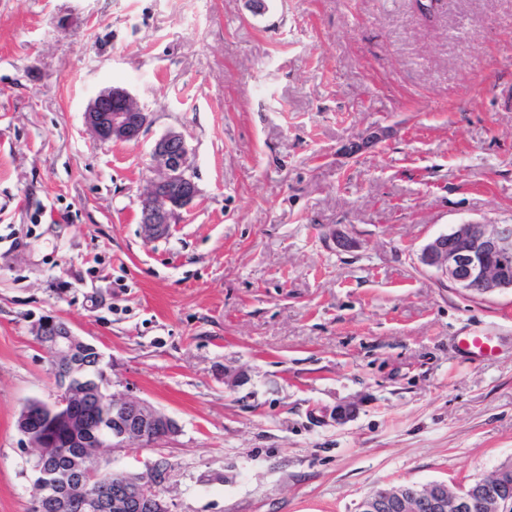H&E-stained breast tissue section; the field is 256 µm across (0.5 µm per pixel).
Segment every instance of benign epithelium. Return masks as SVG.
<instances>
[{"label":"benign epithelium","mask_w":512,"mask_h":512,"mask_svg":"<svg viewBox=\"0 0 512 512\" xmlns=\"http://www.w3.org/2000/svg\"><path fill=\"white\" fill-rule=\"evenodd\" d=\"M84 123L98 141L130 142L139 139L149 123V113L127 89L114 86L90 100ZM152 157L155 175L142 197L139 220L145 237L157 239L169 233L181 211L193 206L198 190L182 134L163 135L156 141ZM418 261L474 297L512 290V224H457L427 243ZM32 332L49 353L56 381L52 403L31 401L17 419L30 469L36 475L35 510L40 512L42 500L50 499L57 512H71L75 508L71 489L79 485L89 488L82 498L83 512H126L130 504L138 512H169L159 491L165 477L164 462L140 473L114 472L105 480L95 452L99 448L121 450L128 444L152 448L177 436L176 421L144 400L108 393L99 370L94 378L84 376L87 363L91 361L97 368L102 354L66 322L42 318ZM81 401H95L100 406L97 428H88L75 414L74 406ZM36 415L43 426H33ZM56 427L67 431L63 446L50 436V429ZM510 469L512 465H506L491 477L455 492L443 481L380 487L362 498L357 512L389 508L398 512H467L475 497L484 512H512V490L501 484L500 476Z\"/></svg>","instance_id":"obj_1"}]
</instances>
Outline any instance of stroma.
Masks as SVG:
<instances>
[{"label":"stroma","mask_w":512,"mask_h":512,"mask_svg":"<svg viewBox=\"0 0 512 512\" xmlns=\"http://www.w3.org/2000/svg\"><path fill=\"white\" fill-rule=\"evenodd\" d=\"M114 85L149 112L138 140L86 130ZM171 130L198 198L150 240ZM462 222L512 224V0H0V512H31L16 420L54 399L43 317L178 423L98 451L165 461L170 512H356L489 476L512 461V290L417 260Z\"/></svg>","instance_id":"obj_1"}]
</instances>
